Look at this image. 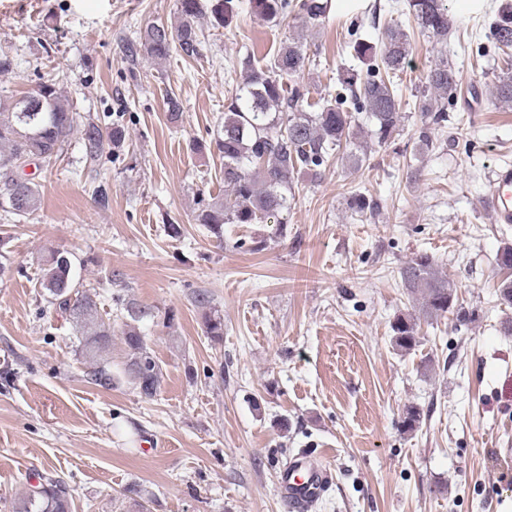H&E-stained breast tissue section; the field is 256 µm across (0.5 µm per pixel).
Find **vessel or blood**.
Instances as JSON below:
<instances>
[{"instance_id":"obj_1","label":"vessel or blood","mask_w":512,"mask_h":512,"mask_svg":"<svg viewBox=\"0 0 512 512\" xmlns=\"http://www.w3.org/2000/svg\"><path fill=\"white\" fill-rule=\"evenodd\" d=\"M485 203L497 223L512 224V166L496 171ZM331 482V473L321 457L304 451L281 471L279 491L290 512H311Z\"/></svg>"}]
</instances>
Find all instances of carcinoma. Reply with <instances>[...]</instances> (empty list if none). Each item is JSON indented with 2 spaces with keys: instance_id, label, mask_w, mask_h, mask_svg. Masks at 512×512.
<instances>
[{
  "instance_id": "carcinoma-1",
  "label": "carcinoma",
  "mask_w": 512,
  "mask_h": 512,
  "mask_svg": "<svg viewBox=\"0 0 512 512\" xmlns=\"http://www.w3.org/2000/svg\"><path fill=\"white\" fill-rule=\"evenodd\" d=\"M251 8L269 20L292 19L303 27L326 22L331 11L329 0H301L299 11L287 12L289 0H250ZM409 12L419 32L440 45L448 44L452 24L447 0H408ZM236 9L234 0H217L211 12L221 26ZM179 20L148 26L139 37V48L147 58L166 61L175 50L185 56L199 55L202 32L196 19L202 14L200 0H179ZM373 34L353 44L357 57L367 62V74L351 73L341 79L342 90L327 93L309 102V87L303 75L310 62L304 44L291 38L265 65L254 63L255 52L247 54L235 93L224 107V120L213 135L214 145L224 158V197L203 202L196 215L215 237L224 238L226 224H263L271 215L288 208V193L299 178L314 182L322 178L330 161L352 140L363 135L359 115L371 123L369 136L382 146L388 144L402 125L401 99L393 91L412 52L410 36L397 24L372 25ZM490 36L498 49L512 48V6L499 7ZM461 88L458 71L441 57L425 77L417 92L415 109L421 128L419 148L434 145V131L448 121V100ZM492 96L500 108H512V73L497 77ZM80 113L73 111L59 83L49 80L37 90L21 97L0 96V212L4 216L35 220L41 210L39 185L31 180L15 190L11 188L16 163L30 158L46 167L63 155L74 132L79 130ZM82 130V156L86 167L96 166L105 150L119 149L129 139L128 129L119 122L103 129L93 121ZM381 202L363 194L350 196V209L360 215L374 214ZM502 278L498 285L503 304L512 306V246L502 247L496 255ZM403 287L414 309L399 314L391 325L394 345L410 351L420 343L421 322L452 315L459 322L475 316L459 304L454 288L439 271L435 258L417 252L400 268ZM39 288L48 302L68 313L88 364L92 383L112 387L123 378L146 397H154L161 385L162 370L149 351L137 323L149 312L131 301L116 300L120 307L122 340L126 361L120 372H112L109 360L112 347V323L103 319L96 295L76 289L73 264L62 251L49 252L41 268ZM206 334L214 342L224 337V318L213 314L206 319ZM423 412L414 405L403 411L401 426L407 432L417 430ZM71 502L63 481L42 477L27 488L15 503L14 512H70Z\"/></svg>"
}]
</instances>
